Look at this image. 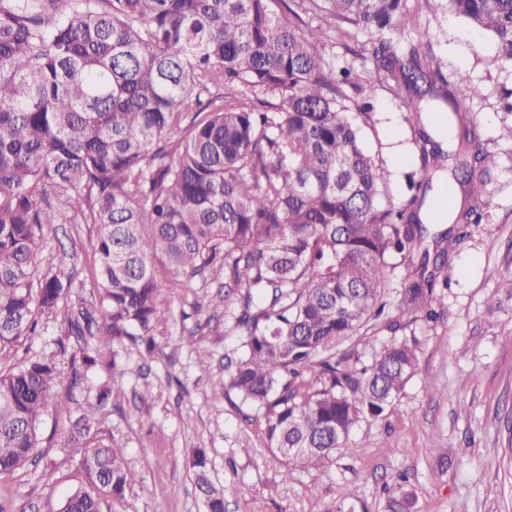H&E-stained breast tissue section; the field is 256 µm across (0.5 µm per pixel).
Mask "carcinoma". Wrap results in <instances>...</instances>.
Returning a JSON list of instances; mask_svg holds the SVG:
<instances>
[{
    "label": "carcinoma",
    "instance_id": "carcinoma-1",
    "mask_svg": "<svg viewBox=\"0 0 512 512\" xmlns=\"http://www.w3.org/2000/svg\"><path fill=\"white\" fill-rule=\"evenodd\" d=\"M447 3L493 33L496 61L512 65V0ZM415 17L410 0H0V351L62 309L79 345L73 383L103 366L122 374L117 352L103 353L124 341L154 355L168 321L158 257L226 289L196 306L211 320L231 312L239 336L232 370L212 384L250 409L244 421L263 426L284 476L328 461L416 371L405 341L363 365L336 347L383 315L386 256L407 261L400 316L432 313L435 288L448 287L442 244L490 204L496 159L459 104L461 88L480 89L445 73L422 38L368 48L412 115L422 168L403 207L378 204L389 173L347 116L346 88L358 83L329 64L331 32L337 21L382 35ZM427 112L448 115V143ZM441 170L464 201L432 250L422 214ZM47 224L97 225L95 302L67 304L73 254L38 270ZM50 406L65 408L56 356L0 368V478L34 463ZM95 415L70 423L84 481L60 512H102L101 496L121 502L136 483L121 448L91 441ZM209 465L195 449L205 512H224Z\"/></svg>",
    "mask_w": 512,
    "mask_h": 512
}]
</instances>
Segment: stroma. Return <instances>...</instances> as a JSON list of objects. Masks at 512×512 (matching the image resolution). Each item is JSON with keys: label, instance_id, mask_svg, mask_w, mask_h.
<instances>
[{"label": "stroma", "instance_id": "stroma-1", "mask_svg": "<svg viewBox=\"0 0 512 512\" xmlns=\"http://www.w3.org/2000/svg\"><path fill=\"white\" fill-rule=\"evenodd\" d=\"M430 40L444 69L465 72L481 90L467 103L483 142L498 157L488 179L492 204L480 224L448 253V286L433 320L418 319L398 330L397 306L388 321L372 322L354 335L363 361L393 340L415 341L416 373L387 415L356 424L332 459L317 469L283 464L267 448L258 426L246 425L235 393L213 387L224 354L238 338L224 321L194 333V303L215 291L181 286V275L162 260L154 265L169 286L170 311L156 336L159 351L142 356L130 343L118 344L124 372L112 384V400L98 408L97 440L122 448L137 483L112 512H204L195 485L194 449L209 452L212 476L224 488V512H512V140L500 130L512 123L504 109L512 92V66L495 61V39L448 11L443 0L419 5L414 25L390 33L393 43ZM369 33L340 24L329 62L353 66L372 79L369 59L358 57ZM349 117L360 128L366 150L389 168L382 205H401L410 196L408 177L417 171L414 132L390 85L376 84L373 109L357 110L363 92L349 90ZM406 160L393 165V145ZM92 224H51L44 229L41 266L63 250L75 255V292L92 299L97 266ZM62 318L45 319L39 335L25 336L0 352V366L57 355ZM58 357V389L70 392L68 412L48 411L40 428L42 461L28 472L0 479V503L10 512H60L82 474L80 453L67 440V416L96 405L103 373H89L72 385L68 357Z\"/></svg>", "mask_w": 512, "mask_h": 512}]
</instances>
